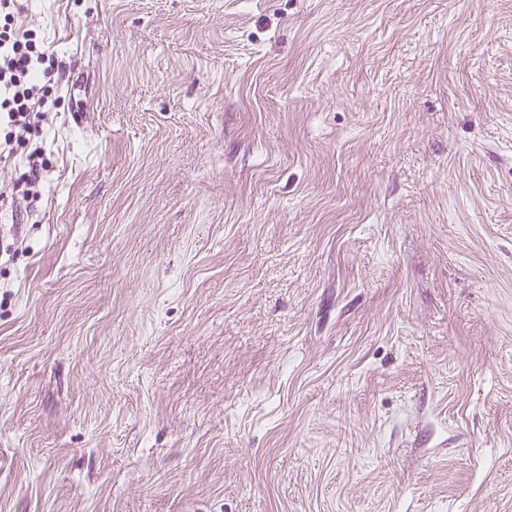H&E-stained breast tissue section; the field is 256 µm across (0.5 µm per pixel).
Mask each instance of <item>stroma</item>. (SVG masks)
<instances>
[{
    "instance_id": "1",
    "label": "stroma",
    "mask_w": 512,
    "mask_h": 512,
    "mask_svg": "<svg viewBox=\"0 0 512 512\" xmlns=\"http://www.w3.org/2000/svg\"><path fill=\"white\" fill-rule=\"evenodd\" d=\"M0 512H512V0H19ZM15 0L0 1V17L5 21L0 31V126L8 131L0 140V159L14 153V145L30 141L35 119L43 118L51 105L46 84L51 82L55 68L43 42L36 39L32 29L21 37L8 30ZM48 63V65H46Z\"/></svg>"
}]
</instances>
